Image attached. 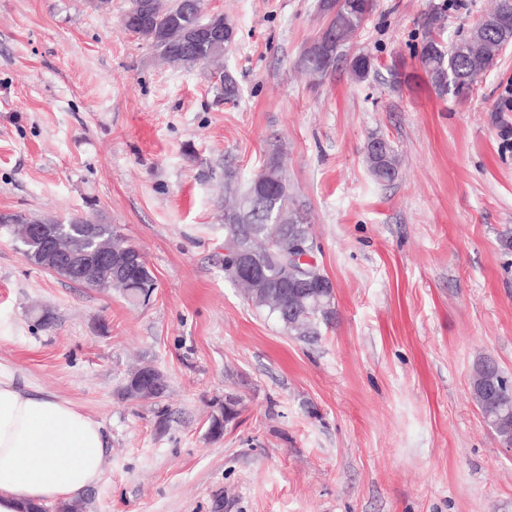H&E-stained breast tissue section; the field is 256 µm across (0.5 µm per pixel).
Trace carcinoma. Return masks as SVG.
Listing matches in <instances>:
<instances>
[{
	"label": "carcinoma",
	"instance_id": "cac0c4a2",
	"mask_svg": "<svg viewBox=\"0 0 512 512\" xmlns=\"http://www.w3.org/2000/svg\"><path fill=\"white\" fill-rule=\"evenodd\" d=\"M145 0H129L126 14L131 18L127 31L145 40L158 58L175 60V65L184 69H194L200 65L218 62L224 58V45L231 39L224 37L221 43L189 44L183 41V34L190 22L195 0H156L160 7L149 12L142 9ZM336 0H324L323 11L328 13V24L321 37L305 52L300 61L301 68L321 80L330 74L340 58L343 47L361 29L374 10V0H348L332 12ZM512 14V0H495L493 9L470 34L448 46L443 52L440 42L433 35L426 38L421 49L415 52L428 81L439 95L448 94L455 101L465 103L471 98L474 83L478 82L497 63L502 47L512 44V26L506 30L493 27L494 20L503 9ZM370 56L355 54L346 59L353 78L364 80L372 70L368 63ZM217 90L226 100L238 95L234 77L227 71L216 69L212 72ZM366 161L376 180L391 182L398 174L399 159L393 145L380 136H372L364 146ZM282 157L278 152L270 154L264 163L265 168L274 169L279 179V197L272 210L263 207V197L254 193L255 181L240 186L232 172L224 173V192L233 199V204L224 210V239L235 241L247 239V244L266 252L265 263L276 265L293 252L292 238L314 239L311 225L305 222L300 207L288 194V183L283 168L278 166ZM97 235L87 241L92 248L100 242L111 240L118 244L126 238L117 233L111 224H99ZM130 301L155 288V280L150 270L140 276H132L127 284L119 285ZM255 308L276 318L283 329L293 336L313 339L319 335V327L331 322L334 311L328 298L310 297L301 304L298 315L283 318L280 313L262 304ZM491 372L501 386L495 390V399L473 389L471 398L482 417L502 443L512 442V380L505 375L495 359H490Z\"/></svg>",
	"mask_w": 512,
	"mask_h": 512
}]
</instances>
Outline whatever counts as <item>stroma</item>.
Masks as SVG:
<instances>
[{
	"label": "stroma",
	"mask_w": 512,
	"mask_h": 512,
	"mask_svg": "<svg viewBox=\"0 0 512 512\" xmlns=\"http://www.w3.org/2000/svg\"><path fill=\"white\" fill-rule=\"evenodd\" d=\"M126 3L0 0V213L114 225L156 278L134 306L0 230V365L106 432L86 512H512V449L470 398L478 354L512 375V47L463 104L415 56L425 14L445 43L495 0H376L346 46L369 77L320 82L298 66L320 0H207L236 29L233 103L205 69L160 64ZM374 134L393 182L369 170ZM274 150L335 285L309 341L224 274V173L247 182ZM144 364L165 396L123 399ZM228 391L239 413L211 436ZM370 171L379 182H392L398 174L399 159L393 145L380 136H371L364 146Z\"/></svg>",
	"instance_id": "1"
}]
</instances>
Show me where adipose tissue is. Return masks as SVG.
<instances>
[{
	"label": "adipose tissue",
	"mask_w": 512,
	"mask_h": 512,
	"mask_svg": "<svg viewBox=\"0 0 512 512\" xmlns=\"http://www.w3.org/2000/svg\"><path fill=\"white\" fill-rule=\"evenodd\" d=\"M101 423L70 402L18 388L0 367V512L65 503L99 481Z\"/></svg>",
	"instance_id": "1"
}]
</instances>
